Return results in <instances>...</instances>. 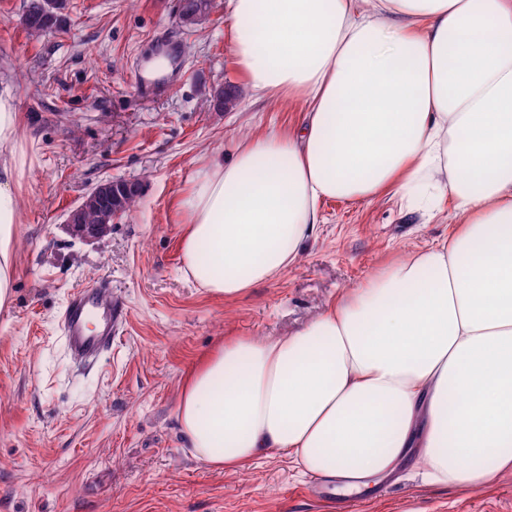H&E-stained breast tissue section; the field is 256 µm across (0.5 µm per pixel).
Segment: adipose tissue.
<instances>
[{
	"label": "adipose tissue",
	"mask_w": 512,
	"mask_h": 512,
	"mask_svg": "<svg viewBox=\"0 0 512 512\" xmlns=\"http://www.w3.org/2000/svg\"><path fill=\"white\" fill-rule=\"evenodd\" d=\"M257 97L298 131L213 157L183 195L187 275L235 297L301 256L326 198L451 199L448 238L369 274L290 336H236L186 372L185 447L278 451L369 488L411 465L447 491L512 474V0H226ZM22 116L0 86V309L15 278Z\"/></svg>",
	"instance_id": "adipose-tissue-1"
}]
</instances>
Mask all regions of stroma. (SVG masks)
I'll return each instance as SVG.
<instances>
[{
	"label": "stroma",
	"instance_id": "35a3bbf8",
	"mask_svg": "<svg viewBox=\"0 0 512 512\" xmlns=\"http://www.w3.org/2000/svg\"><path fill=\"white\" fill-rule=\"evenodd\" d=\"M180 0H66L65 29L29 39L26 0H0V80L13 86L27 156L16 278L0 312V512H342L318 476L274 451L224 472L184 448L174 421L186 371L228 336H288L406 251L449 236L451 204L425 219L392 192L326 199L298 263L243 296L209 295L183 273L181 196L206 159L240 140L296 130L299 102L259 99L232 53L223 9L196 25ZM167 33L188 52L165 94L135 75ZM237 106L206 101L225 84ZM137 180V206L105 235L76 236L68 212L99 182ZM105 278L126 320L112 350L77 368L60 316L69 292ZM358 512H512V475L447 493L406 468Z\"/></svg>",
	"mask_w": 512,
	"mask_h": 512
}]
</instances>
